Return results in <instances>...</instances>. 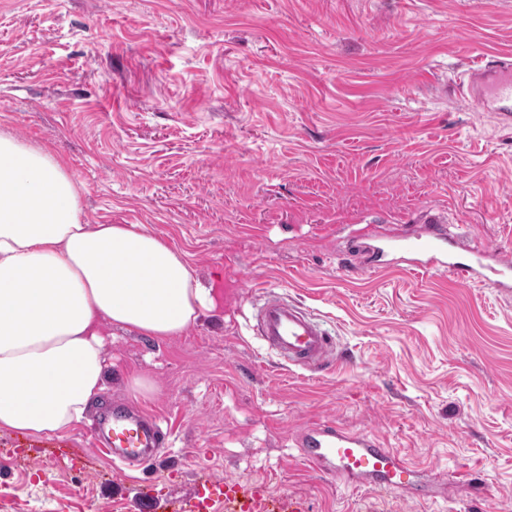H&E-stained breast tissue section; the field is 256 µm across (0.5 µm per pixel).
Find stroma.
<instances>
[{"label":"stroma","mask_w":512,"mask_h":512,"mask_svg":"<svg viewBox=\"0 0 512 512\" xmlns=\"http://www.w3.org/2000/svg\"><path fill=\"white\" fill-rule=\"evenodd\" d=\"M503 51L512 0H0V126L67 160L86 223L159 235L217 295L179 336L108 329L103 391L0 464V505L178 512L230 475L304 512H512V301L434 272H362L346 248L362 225L413 233L431 211L512 252V131L457 85ZM271 292L347 360L285 364L256 330ZM115 399L166 434L151 464L91 442ZM328 421L436 474L438 497L314 471L295 440Z\"/></svg>","instance_id":"stroma-1"}]
</instances>
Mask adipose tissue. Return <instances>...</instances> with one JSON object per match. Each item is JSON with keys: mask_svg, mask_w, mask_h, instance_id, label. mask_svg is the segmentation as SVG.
<instances>
[{"mask_svg": "<svg viewBox=\"0 0 512 512\" xmlns=\"http://www.w3.org/2000/svg\"><path fill=\"white\" fill-rule=\"evenodd\" d=\"M81 198L50 147L0 129V428L49 434L83 419L104 388L101 325L164 339L214 307L183 251L86 223Z\"/></svg>", "mask_w": 512, "mask_h": 512, "instance_id": "ef3b65f1", "label": "adipose tissue"}]
</instances>
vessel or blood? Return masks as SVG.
Listing matches in <instances>:
<instances>
[{
  "label": "vessel or blood",
  "mask_w": 512,
  "mask_h": 512,
  "mask_svg": "<svg viewBox=\"0 0 512 512\" xmlns=\"http://www.w3.org/2000/svg\"><path fill=\"white\" fill-rule=\"evenodd\" d=\"M462 97L473 111L494 113L499 124L512 128V54L482 56L462 74ZM351 249L365 271L390 267L431 270L457 283L494 288L512 297V256L486 247L464 245L438 214L426 215L424 229L415 235L394 231L354 234ZM258 334L288 365L321 372L338 361V345L322 323L301 304L277 294L267 295L257 310ZM92 441L116 459L147 464L164 444L159 424L136 408L113 401L111 409L93 419ZM296 446L308 464L336 480L374 490L397 489L414 499L433 497L435 487L421 470L384 447L380 438L339 424L318 425L303 431ZM199 498L224 503L231 512H292L286 499L269 496L263 486L233 479L199 489Z\"/></svg>",
  "instance_id": "vessel-or-blood-1"
}]
</instances>
